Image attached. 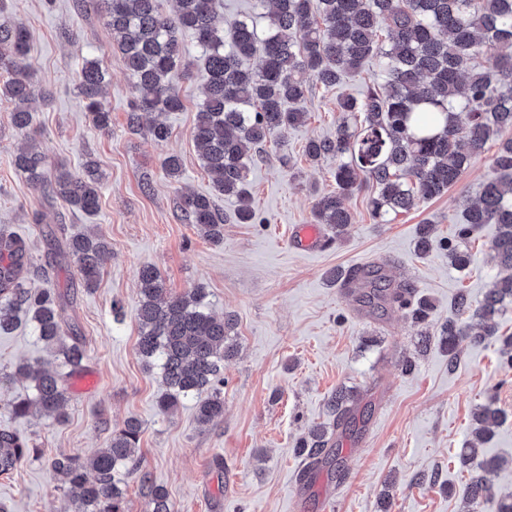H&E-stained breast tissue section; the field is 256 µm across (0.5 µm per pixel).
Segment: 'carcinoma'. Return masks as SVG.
<instances>
[{
  "mask_svg": "<svg viewBox=\"0 0 512 512\" xmlns=\"http://www.w3.org/2000/svg\"><path fill=\"white\" fill-rule=\"evenodd\" d=\"M168 14L160 0H105L107 27L120 49L135 92L132 122L141 115L183 109L176 89L186 72L182 67L180 35L189 33L200 50L207 74L192 140L214 190L235 199V219L252 224L256 212L247 189L254 153L270 142L280 144L288 129L303 124V103L309 83L334 89L344 73L376 61L385 83L360 97L341 94L342 114L336 135L311 139L305 155L312 160H336V191L315 199L316 223L341 234L352 224L346 202L369 185L371 214L379 221L410 210L420 201L440 196L455 185L474 156L492 139H500L493 158L494 175L480 186L464 209L456 239L442 243L451 265L470 263L460 243L486 224L497 225L491 249L507 275L497 279L477 307L459 296L454 317L442 331L449 361L463 341L480 344L498 333L497 316L512 304V0H255V12L224 32L216 24L218 0H175ZM265 19L258 31L255 17ZM387 31V39L381 32ZM29 35L25 27L0 12V98L14 104L12 121L29 127V103L39 90L27 72ZM259 56L256 69L245 61ZM105 72L87 61L79 73L85 108L101 130L110 125L104 105ZM14 167L35 187L45 179V157L31 144L13 158ZM102 174L91 160L73 174L59 169L53 192L87 215L99 210ZM189 223L199 234L218 243L224 239V215L205 195L186 194L181 201ZM84 284L96 285L103 256L111 243L86 230L66 237ZM32 261L26 242L0 235V334L16 326V313L32 315L36 338L59 360L54 370L21 363L15 374L28 381L29 392L9 404L12 417L26 418L32 410L61 421L68 401L69 381L83 368L81 336L62 297L48 289L27 287ZM331 278L356 295L373 312L397 307L414 322H425L431 310L424 299L409 301L412 287L394 282L380 265L333 272ZM138 352L149 370L159 372L164 391L158 406L173 412L185 400L195 402L197 419L208 424L224 415V361L237 352L232 338L234 319L215 315L206 288L194 285L172 295L151 264L138 270ZM481 321L471 328L464 315ZM330 428L311 430L296 444L306 470L319 475L339 452L342 435L335 430L356 422L359 401L341 392L329 399ZM504 418L488 402L474 412L475 434L481 443ZM141 424L129 419L112 431L106 448L91 462L94 477L77 456L60 454L48 463L50 476L61 484L74 512H126L124 486L139 470L134 451ZM38 449L12 428L0 427V476H10L18 464ZM460 458L472 472L464 512H478L483 496L498 476L500 462L486 458L471 443ZM148 512H177L164 489L141 476Z\"/></svg>",
  "mask_w": 512,
  "mask_h": 512,
  "instance_id": "1",
  "label": "carcinoma"
}]
</instances>
